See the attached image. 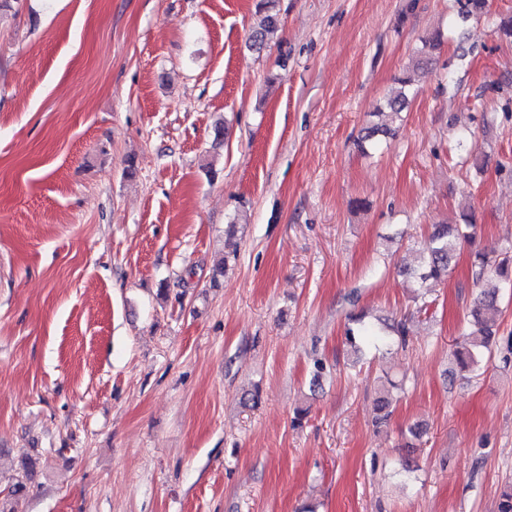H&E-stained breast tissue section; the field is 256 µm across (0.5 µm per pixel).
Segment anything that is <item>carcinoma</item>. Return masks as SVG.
Listing matches in <instances>:
<instances>
[{
    "label": "carcinoma",
    "instance_id": "carcinoma-1",
    "mask_svg": "<svg viewBox=\"0 0 512 512\" xmlns=\"http://www.w3.org/2000/svg\"><path fill=\"white\" fill-rule=\"evenodd\" d=\"M457 22L465 24L480 17L485 10V0H457ZM255 20L251 32V48L261 50L271 37L279 30L278 19L270 13V0H259L254 13ZM435 48L432 41L426 42L418 52V59L413 66V72L419 75L427 74L430 62V51ZM415 78L410 75L399 79L400 88L386 97L384 107L391 113L403 111L408 104V93L411 91ZM477 224L474 216L468 213L461 215V222L456 224H435L424 248L416 253L415 264L404 266L403 272L417 285L425 288L433 283L444 281L462 245L475 241ZM493 273L501 279L512 282V257L504 255L497 258L495 252H476L471 264L473 279L480 281L486 274ZM499 315L496 291L483 293L477 299L471 311V327L463 333L461 342L453 355L463 371H477L483 367L490 353V340ZM355 326L346 329L347 343L353 351H358L365 345L379 343L406 344L407 329L405 323L399 322L392 328L393 337L384 336L374 325L365 323L362 318L354 319ZM401 389V384L390 379L386 380L380 396L377 398L380 415L377 423L384 424L391 415L394 392ZM30 473L17 477L3 490L0 497V512L7 510V501L11 498L25 495L30 491Z\"/></svg>",
    "mask_w": 512,
    "mask_h": 512
}]
</instances>
